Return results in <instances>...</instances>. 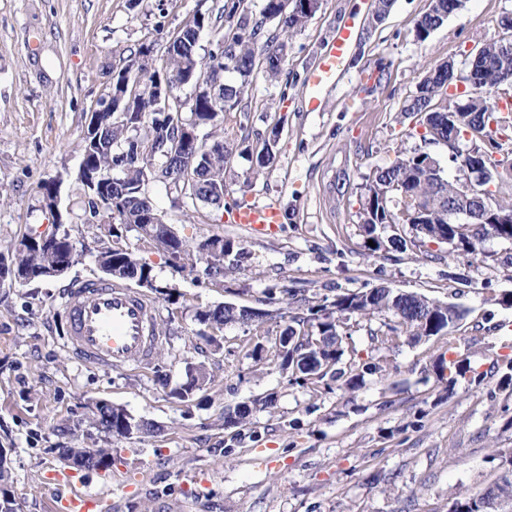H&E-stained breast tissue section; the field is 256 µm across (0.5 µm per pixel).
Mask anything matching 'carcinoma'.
Returning <instances> with one entry per match:
<instances>
[{
	"label": "carcinoma",
	"instance_id": "obj_1",
	"mask_svg": "<svg viewBox=\"0 0 512 512\" xmlns=\"http://www.w3.org/2000/svg\"><path fill=\"white\" fill-rule=\"evenodd\" d=\"M245 0H234L223 5L221 13L236 20L225 32L218 33L214 49L202 56L197 51L196 29L212 26L209 15H196L185 24L171 40L167 57L158 72L179 88L196 84L217 71L232 69L240 76V85H205L187 103L176 95L167 102H159L148 91L152 77L130 85L128 94L121 101V111L116 112L95 131L92 139L82 138L81 153L91 152L96 165L112 168L115 186L104 193L82 183L91 214L104 211L117 221L107 229L114 238L110 245L101 247L97 259L105 266H118L123 274L136 281L153 279V269L143 263L135 251L118 245L122 230L133 229L139 237L148 238L141 232V213L154 209L147 194L145 177L162 183L169 192L186 199L191 205L199 203L217 207L224 205L227 192L225 173L233 149L224 141V118L231 115L241 102L250 78L261 73L268 78L277 77L288 60L282 58L288 50L289 37L304 26V21L292 19L281 13L280 0H264L262 19L256 20L243 11ZM461 0H437L432 11L425 13L415 24L416 38L424 42L439 28L448 15L458 10ZM266 20H275L280 33L257 45L255 35ZM454 72L449 63L440 64L427 71L423 84L426 95L412 98L404 107L407 114H415L424 125L423 140L435 144H446L456 151L460 147L473 149L485 166L496 164L492 154L503 147L497 139L488 137L491 119L497 118L495 102L491 95L499 89V81L505 75L512 76V58L501 55L496 45H490L475 66L473 75L476 96L454 109L437 107L433 100L440 93L438 86ZM189 106L190 117L183 125L196 130H205L197 144L196 167L187 169L182 162L184 156L183 137L177 126L171 125V115L182 112ZM278 132L273 130L259 150L253 164L254 173L269 165L274 157ZM430 159L427 153L400 154L391 165L374 171L368 191L373 196L365 197L362 227L367 239L374 246L368 250L375 253L384 246L394 250L406 248V240L390 237L386 240L377 235V227L388 224H410L415 222L416 208L420 203L432 201L443 205L455 202V192L461 179L450 181L436 171L425 168ZM53 235L57 242L48 246H29L19 241L8 251L7 260L18 270L36 271L50 260V249H57L70 239L67 230L55 225ZM489 237L512 241V224H490L478 220L474 224H448L440 218L433 220L431 233L425 235L430 241L447 243L456 250L478 255L480 244ZM219 244V256L208 270L210 276H224L235 269L245 258L243 248L220 235L212 237ZM178 267L194 271L196 250L190 248L179 237H171L164 248ZM384 315L388 321L377 329L368 328L371 347L385 350L408 340L449 334L464 312L454 303L431 300L423 295L396 291L388 287L373 288L366 292L343 294L328 306L309 308L306 316H289L288 324L280 333L273 358L281 369L288 372L295 383L315 389L326 380L345 379L347 389L354 390L362 382L364 373L377 370L379 366L365 365L357 360L358 351L347 341L349 330L360 328L373 317ZM197 320L213 328L228 324H247L255 327L256 342L253 348L255 360L263 359L265 347L261 342L263 318L249 314L231 304L197 312ZM350 353L349 369L344 373L336 368L345 353ZM440 376L452 387L458 379L466 377L470 366L460 357L440 359L436 364ZM189 386L179 391L180 397L190 392L196 381L201 386L208 382V369L199 362L187 369ZM252 408L246 406L224 414V427H243L249 423ZM130 413L114 405L103 407L93 414L97 429L108 434L128 437L123 425ZM512 501V459L501 476L492 484L476 490H467L455 498L448 512H492V505Z\"/></svg>",
	"mask_w": 512,
	"mask_h": 512
}]
</instances>
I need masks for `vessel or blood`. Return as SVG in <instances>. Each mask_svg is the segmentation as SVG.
<instances>
[{"label":"vessel or blood","instance_id":"b4317fda","mask_svg":"<svg viewBox=\"0 0 512 512\" xmlns=\"http://www.w3.org/2000/svg\"><path fill=\"white\" fill-rule=\"evenodd\" d=\"M357 26L355 16H348L309 71L310 109L319 107L321 88L344 66ZM226 221L250 231L271 230L280 223L281 210L274 204L242 203L228 211ZM65 300L69 319L67 347L76 358L108 368L132 363L145 366L151 362L160 336L155 304L149 297L123 283L83 280L67 290ZM53 503L58 512H97L100 500L97 495L76 489L61 476Z\"/></svg>","mask_w":512,"mask_h":512}]
</instances>
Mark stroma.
I'll return each mask as SVG.
<instances>
[{
	"mask_svg": "<svg viewBox=\"0 0 512 512\" xmlns=\"http://www.w3.org/2000/svg\"><path fill=\"white\" fill-rule=\"evenodd\" d=\"M373 0H320L290 39L276 80L254 76L236 117L224 124L234 154L223 208L186 209L163 184L147 191L176 234L197 245L216 233L249 254L219 280L205 262L177 269L168 255L123 234L121 243L149 264L173 297L154 295L164 337L149 367L85 365L69 354L64 291L100 278L102 231L88 211L76 173L89 113L114 66L152 44L160 66L171 36L194 15L218 17L224 0H0V252L20 239L51 232L61 219L79 260L61 277L30 286L0 280V448L10 461L18 512H47L57 474L102 498L101 512H448L464 490L480 488L512 458V242L487 239L471 260L448 244L418 241L410 225L380 228L408 247L370 257L362 203L372 172L401 153H429L444 176L460 172L443 144L422 138L405 115L427 68L444 62L463 71L467 56L499 37L498 19L512 0H462L426 41L416 21L429 0H393L371 22ZM358 12L345 71L305 107L307 75L337 25ZM278 130L272 164L253 174L243 151ZM60 181L58 214L40 187ZM278 204L277 231L250 233L226 223L227 206ZM453 302L465 318L450 336L408 341L382 356L365 330L352 339L371 365L355 390L342 381L314 391L289 382L277 362L249 355L251 327L215 331L198 310L232 303L265 310L263 343L272 347L290 312L330 304L339 294L378 287ZM299 303L277 300L283 289ZM467 358L465 378L448 386L434 369L449 346ZM206 362L210 380L190 400L176 397L188 365ZM274 396L254 411L240 437L224 428L226 410ZM106 399L153 432L108 435L91 423ZM63 448L112 451L111 487L95 470L68 467Z\"/></svg>",
	"mask_w": 512,
	"mask_h": 512,
	"instance_id": "35a3bbf8",
	"label": "stroma"
}]
</instances>
